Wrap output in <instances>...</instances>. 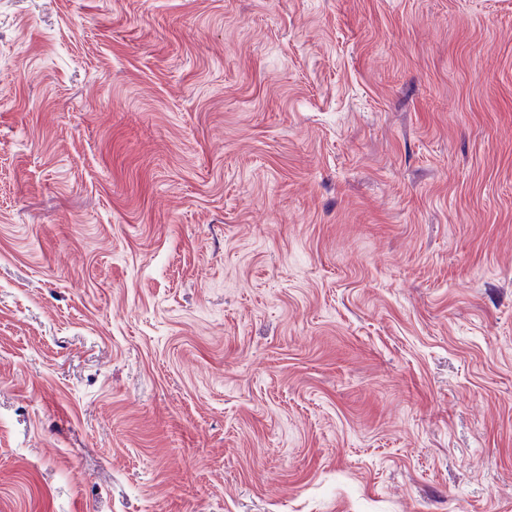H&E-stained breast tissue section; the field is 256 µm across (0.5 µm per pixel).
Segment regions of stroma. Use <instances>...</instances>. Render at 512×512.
<instances>
[{
  "mask_svg": "<svg viewBox=\"0 0 512 512\" xmlns=\"http://www.w3.org/2000/svg\"><path fill=\"white\" fill-rule=\"evenodd\" d=\"M0 512H512V0H0Z\"/></svg>",
  "mask_w": 512,
  "mask_h": 512,
  "instance_id": "35a3bbf8",
  "label": "stroma"
}]
</instances>
